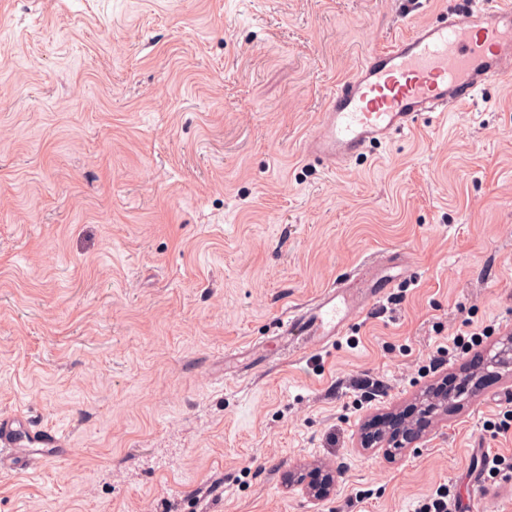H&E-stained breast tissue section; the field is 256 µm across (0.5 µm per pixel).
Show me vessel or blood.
<instances>
[{
    "label": "vessel or blood",
    "mask_w": 512,
    "mask_h": 512,
    "mask_svg": "<svg viewBox=\"0 0 512 512\" xmlns=\"http://www.w3.org/2000/svg\"><path fill=\"white\" fill-rule=\"evenodd\" d=\"M512 79V0H481L411 27L388 46L367 52L337 83L303 154L334 171L371 147L417 129L430 115L476 104L489 85ZM379 258L359 270L361 286L325 288L305 307L281 316L275 339L289 356L335 342L367 306L385 298L394 280L373 277ZM64 432L26 417H0V470L34 472L66 454Z\"/></svg>",
    "instance_id": "b4317fda"
}]
</instances>
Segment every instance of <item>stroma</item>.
Segmentation results:
<instances>
[{
	"mask_svg": "<svg viewBox=\"0 0 512 512\" xmlns=\"http://www.w3.org/2000/svg\"><path fill=\"white\" fill-rule=\"evenodd\" d=\"M465 0H0V416L66 430L0 512H414L512 457V375L396 457L364 427L512 332V81L349 169L304 159L403 21ZM394 288L287 358L281 314L371 256ZM446 354H439V347ZM319 466L320 497L288 476Z\"/></svg>",
	"mask_w": 512,
	"mask_h": 512,
	"instance_id": "1",
	"label": "stroma"
}]
</instances>
